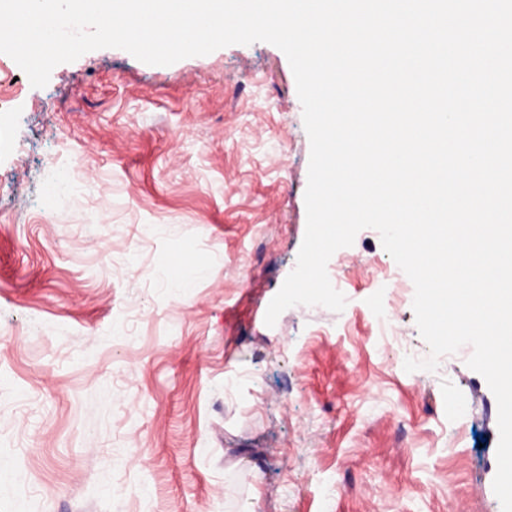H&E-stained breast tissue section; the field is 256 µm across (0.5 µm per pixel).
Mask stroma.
Returning a JSON list of instances; mask_svg holds the SVG:
<instances>
[{
  "label": "stroma",
  "instance_id": "stroma-1",
  "mask_svg": "<svg viewBox=\"0 0 512 512\" xmlns=\"http://www.w3.org/2000/svg\"><path fill=\"white\" fill-rule=\"evenodd\" d=\"M0 125V512H501L496 399L468 345L404 371L429 348L376 230L328 262L342 312L265 323L310 158L279 48H101L42 88L0 54Z\"/></svg>",
  "mask_w": 512,
  "mask_h": 512
}]
</instances>
